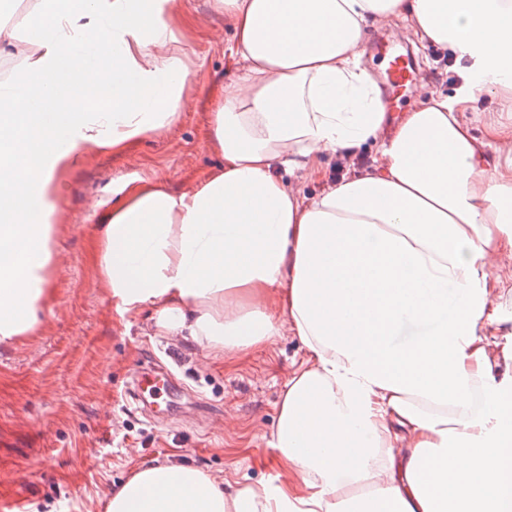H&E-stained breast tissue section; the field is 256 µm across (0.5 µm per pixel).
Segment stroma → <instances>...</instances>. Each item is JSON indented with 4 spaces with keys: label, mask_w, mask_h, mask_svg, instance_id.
Listing matches in <instances>:
<instances>
[{
    "label": "stroma",
    "mask_w": 512,
    "mask_h": 512,
    "mask_svg": "<svg viewBox=\"0 0 512 512\" xmlns=\"http://www.w3.org/2000/svg\"><path fill=\"white\" fill-rule=\"evenodd\" d=\"M175 29L190 65L180 120L116 152L86 148L58 202L53 298L35 336L0 345V507L106 512L113 490L143 464H184L249 484L275 482L281 472L272 433L285 384L306 359L298 338L209 360L198 342L159 331L152 308L120 313L97 274L99 219L113 186L147 178L181 193L217 162L209 95L233 77L232 30L214 0H183ZM417 46L416 100L465 93L435 44ZM463 117L483 140L488 124L512 123V104L477 90ZM490 281L501 329L482 361L495 384L512 391V268ZM164 366L168 410L156 423L136 410L127 387Z\"/></svg>",
    "instance_id": "35a3bbf8"
}]
</instances>
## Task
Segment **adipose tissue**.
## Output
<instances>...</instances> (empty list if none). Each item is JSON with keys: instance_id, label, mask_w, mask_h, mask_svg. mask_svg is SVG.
<instances>
[{"instance_id": "1", "label": "adipose tissue", "mask_w": 512, "mask_h": 512, "mask_svg": "<svg viewBox=\"0 0 512 512\" xmlns=\"http://www.w3.org/2000/svg\"><path fill=\"white\" fill-rule=\"evenodd\" d=\"M219 2L239 73L212 93L218 162L181 193L123 185L95 261L117 308L153 307L166 335L230 356L298 337L306 361L275 429L291 478L142 466L107 512H512V400L476 360L488 275L512 260V126L479 141L465 95L393 118L357 52L366 24L398 18L467 60L471 87L512 94V0ZM179 11L36 0L24 23L0 14V57L17 61L0 80V345L31 336L52 299L51 221L85 149L179 120ZM370 142L368 170L328 181L324 155Z\"/></svg>"}]
</instances>
